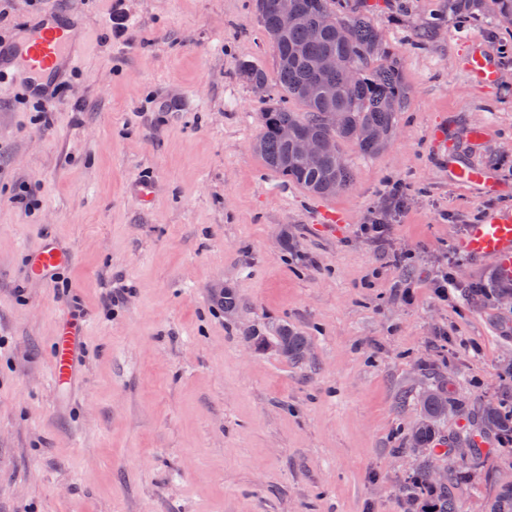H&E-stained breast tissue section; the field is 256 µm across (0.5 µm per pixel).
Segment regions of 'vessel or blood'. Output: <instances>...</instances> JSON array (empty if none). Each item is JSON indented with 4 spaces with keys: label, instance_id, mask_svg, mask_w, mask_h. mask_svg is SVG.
<instances>
[{
    "label": "vessel or blood",
    "instance_id": "vessel-or-blood-1",
    "mask_svg": "<svg viewBox=\"0 0 512 512\" xmlns=\"http://www.w3.org/2000/svg\"><path fill=\"white\" fill-rule=\"evenodd\" d=\"M81 40L77 26L49 14L37 20L28 30L21 45L0 46V80L9 68L24 70L29 81L27 89L32 96H40L44 87L61 80L80 52ZM463 68L478 86H495L500 78L496 65L479 51H470ZM459 248L471 256L494 261L512 272V212L492 215L481 224L471 225ZM70 256L55 245L45 246L26 268L30 277L38 278L66 265ZM52 376L55 381L68 378L71 370V348L67 335H60L50 355Z\"/></svg>",
    "mask_w": 512,
    "mask_h": 512
}]
</instances>
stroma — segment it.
Wrapping results in <instances>:
<instances>
[{"mask_svg": "<svg viewBox=\"0 0 512 512\" xmlns=\"http://www.w3.org/2000/svg\"><path fill=\"white\" fill-rule=\"evenodd\" d=\"M351 5L400 61L407 98L386 149L343 144L353 181L325 198L253 148L268 98L237 67L277 71L254 0L0 15L1 43L52 10L84 45L54 94L19 79L0 94V512H405L425 388L449 383L472 413L512 409V303L472 296L494 264L457 248L512 210V23L448 0ZM474 46L497 64L493 89L461 66ZM456 164L497 191L449 181ZM376 219L386 242L361 232ZM48 241L72 260L30 280ZM221 285L237 313L214 299ZM283 323L308 337L304 362L257 344ZM66 326L81 348L60 388L49 354ZM481 449L459 512H489L512 481V442Z\"/></svg>", "mask_w": 512, "mask_h": 512, "instance_id": "1", "label": "stroma"}]
</instances>
